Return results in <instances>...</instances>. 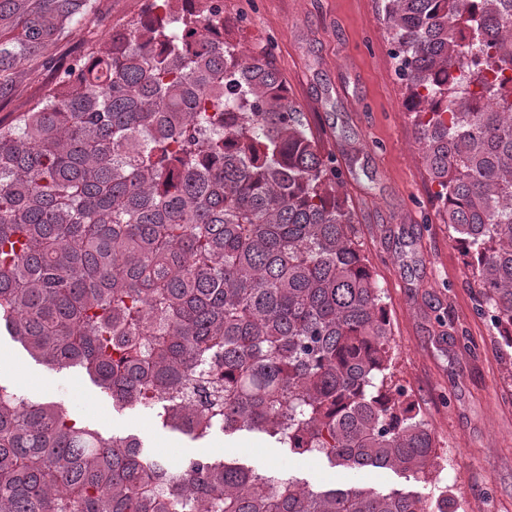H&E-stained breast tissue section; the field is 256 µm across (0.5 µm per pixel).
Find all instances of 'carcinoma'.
Listing matches in <instances>:
<instances>
[{"instance_id": "obj_1", "label": "carcinoma", "mask_w": 512, "mask_h": 512, "mask_svg": "<svg viewBox=\"0 0 512 512\" xmlns=\"http://www.w3.org/2000/svg\"><path fill=\"white\" fill-rule=\"evenodd\" d=\"M433 202L512 345V0H380ZM92 0H0V89ZM321 152L266 56L213 0H149L0 123V322L112 405L196 441L258 431L347 470L428 477L393 384L386 301ZM0 512H425L204 456L174 472L60 402L0 386Z\"/></svg>"}]
</instances>
